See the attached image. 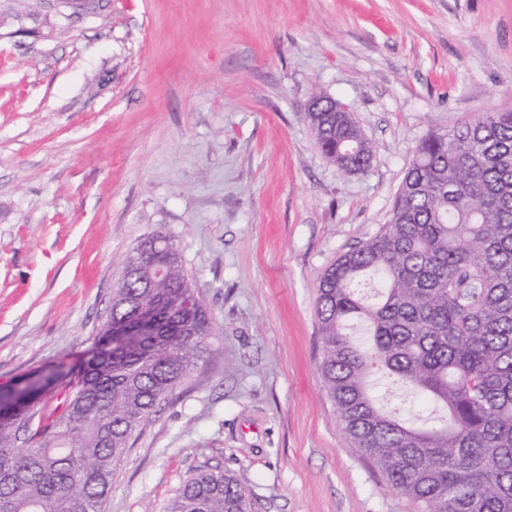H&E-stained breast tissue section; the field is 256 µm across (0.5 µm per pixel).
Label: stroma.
I'll use <instances>...</instances> for the list:
<instances>
[{
  "mask_svg": "<svg viewBox=\"0 0 512 512\" xmlns=\"http://www.w3.org/2000/svg\"><path fill=\"white\" fill-rule=\"evenodd\" d=\"M319 94L370 140L366 173L322 153ZM511 99L512 0H0V386L79 366L161 233L213 333L100 512H166L207 467L251 512H413L338 423L316 289L427 133Z\"/></svg>",
  "mask_w": 512,
  "mask_h": 512,
  "instance_id": "35a3bbf8",
  "label": "stroma"
}]
</instances>
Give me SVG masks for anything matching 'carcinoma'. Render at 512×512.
Here are the masks:
<instances>
[{
  "label": "carcinoma",
  "mask_w": 512,
  "mask_h": 512,
  "mask_svg": "<svg viewBox=\"0 0 512 512\" xmlns=\"http://www.w3.org/2000/svg\"><path fill=\"white\" fill-rule=\"evenodd\" d=\"M312 112L323 154L366 172L372 150L341 112ZM381 282L367 302L352 286ZM319 369L339 424L393 491L422 512H512V101L421 139L389 222L342 254L317 286ZM154 336L133 331L141 316ZM365 326L366 339L350 332ZM210 315L167 236L145 239L112 293L109 318L56 406L0 420V512H100L129 442L196 367ZM397 381L436 415L383 407ZM167 512H250L228 471L189 477Z\"/></svg>",
  "instance_id": "carcinoma-1"
}]
</instances>
